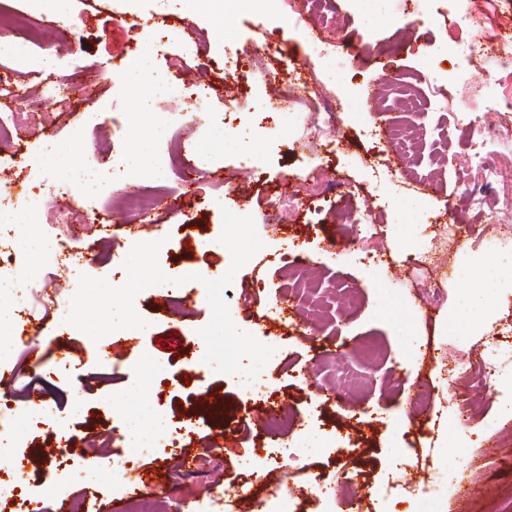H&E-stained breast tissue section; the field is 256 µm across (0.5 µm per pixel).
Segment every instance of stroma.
Masks as SVG:
<instances>
[{"label": "stroma", "instance_id": "obj_1", "mask_svg": "<svg viewBox=\"0 0 512 512\" xmlns=\"http://www.w3.org/2000/svg\"><path fill=\"white\" fill-rule=\"evenodd\" d=\"M228 18L216 32L197 0H63L64 14L79 19L83 43L71 45L62 27L50 40L32 46L28 56L0 65V75L25 90L43 123V135L21 134L0 140V184L16 201L0 223V241L13 255L11 274L29 291H77L80 275L103 278L112 286L127 280L123 262L133 245L162 242L159 265L169 283L140 292L134 308L147 327L129 353L114 355L121 329L92 340L65 321L43 316V335H23L27 317L14 303L0 299V334L23 336L11 368L16 401L0 396V479L19 483L15 498L0 501V512H53L64 502L81 512H127L137 500L142 512H155L158 501L168 512H200L213 487H220L233 508L264 499L277 488L281 512H352L363 503L369 512H391L383 497L387 482L418 485L403 500L406 512H512V337L500 330L512 324V293L503 292L481 329L454 336L444 321L460 305L457 271L473 257L512 258V136L504 138L493 159L502 177L492 191L494 210L471 219L475 232L448 235V202L462 200L472 178L459 144H446L450 110L484 111L499 91V62L487 56L461 61L448 39V22L461 19L469 0H421V26L397 11L391 0H326L333 21L311 32L298 29L288 0L263 12L241 0H223ZM147 26L131 33L132 17ZM69 44V43H68ZM397 47L396 55L377 63L379 47ZM183 55L184 73L172 80L166 111H139L128 59L145 57L151 72L165 69ZM226 62L231 94L209 91V126L189 118L196 102L183 90L189 79L210 82L214 63ZM78 71L85 85L71 102H57L47 91L50 71ZM425 80L430 87L427 111L411 114L413 124L433 130L420 147L422 166L440 168L443 194L396 182L382 166V146L368 133L381 76ZM305 81L332 100L343 115L345 144L329 154L310 142L314 118L308 108L269 114L265 103L291 84ZM157 127L140 166L129 158L136 128ZM50 139L58 156L73 154L80 164L102 171L131 169L141 186L159 196L153 213L119 218V202L102 189L95 221L69 228L73 240L64 272L59 259L43 253L50 210L30 218L22 197L32 180L43 181L53 205L65 206L82 192L51 166L43 151ZM181 151L191 167L207 163L215 172L207 195L194 193L185 173H172L168 151ZM344 179L373 210L386 234L382 262L361 258L362 235L337 223L335 194L317 191L324 175ZM294 195L302 206L274 227L266 214L281 197ZM252 217L262 249L242 266L223 291L238 328L275 353L259 375L261 389L244 376L225 375L201 365L206 345L199 331L211 320L205 287L193 303L168 305L156 312L155 299L179 293L175 280L194 270L206 279L221 278L232 263L219 242L223 211ZM305 253L322 282L317 298L296 288L282 253ZM420 259L438 277L446 293L440 306L416 297L408 274ZM498 336L496 348L487 341ZM65 338L76 355L59 366L52 337ZM178 337L176 347L159 340ZM380 344L385 357L363 356L365 341ZM39 346L44 361L32 365L28 351ZM492 354L503 368L485 390L474 392L466 371L469 361ZM41 387L53 408L52 420L37 422L22 396ZM434 399L425 420L413 413L420 388ZM213 394L219 419L197 415L200 393ZM294 409V426L265 430L253 415L273 402ZM473 418L466 432L449 438L448 425L462 405ZM167 414L171 436L157 428ZM220 458L214 478L188 476L185 456ZM129 460L120 474L112 464ZM151 480L138 484L141 471ZM321 475L335 495L318 496L308 478ZM94 487L97 499L83 495Z\"/></svg>", "mask_w": 512, "mask_h": 512}]
</instances>
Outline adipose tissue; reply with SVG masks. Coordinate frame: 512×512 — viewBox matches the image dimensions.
Instances as JSON below:
<instances>
[{
    "instance_id": "1",
    "label": "adipose tissue",
    "mask_w": 512,
    "mask_h": 512,
    "mask_svg": "<svg viewBox=\"0 0 512 512\" xmlns=\"http://www.w3.org/2000/svg\"><path fill=\"white\" fill-rule=\"evenodd\" d=\"M506 280L512 281V262L505 264L490 255L462 270L458 282L463 302L460 310L451 314L446 321L449 334L467 336L477 331Z\"/></svg>"
}]
</instances>
